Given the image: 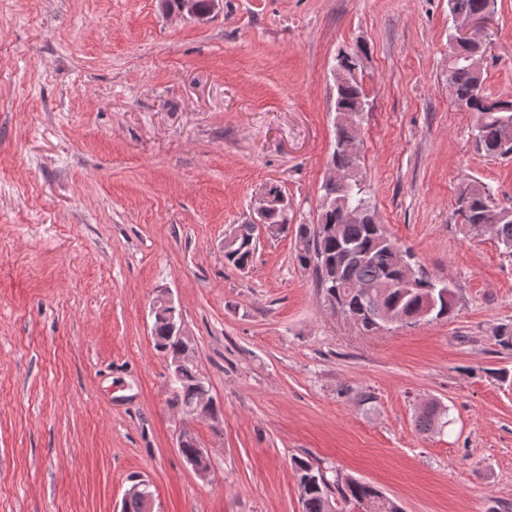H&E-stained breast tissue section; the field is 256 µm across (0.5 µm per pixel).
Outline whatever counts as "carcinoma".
<instances>
[{"label":"carcinoma","instance_id":"obj_1","mask_svg":"<svg viewBox=\"0 0 512 512\" xmlns=\"http://www.w3.org/2000/svg\"><path fill=\"white\" fill-rule=\"evenodd\" d=\"M451 15L494 13L495 0H448ZM448 88L455 106L472 116L476 150L490 160L512 156V101L496 98L485 88L483 72L470 67L468 56L484 54L488 45H464L449 33ZM354 53L336 56V114L359 120L366 94L358 78ZM335 141L329 166L344 174L343 182L324 180L318 222L288 224V199L282 188L272 184L269 193L278 203L264 216L263 223L277 224L280 233L295 229V261L315 276L324 298L348 312L364 333L375 330L382 312L400 320H412L428 312L427 321L449 319L455 314V291L414 264V275L406 279L400 254L404 251L376 218L375 207L359 183L365 176L360 151H351L356 128L347 121H335ZM454 211L462 224L480 235H488L512 256V208L495 203L489 189L478 181L463 186ZM234 241L224 246V262L238 270L252 262L256 248L255 224L236 226ZM153 339L160 351L172 357L182 349L166 321L153 322ZM211 399L207 380L197 364L184 367L174 386V403L187 412ZM294 469L303 488L302 512H345L347 505L370 504L368 512H402L400 505L373 485L354 478L331 481L310 460L298 458Z\"/></svg>","mask_w":512,"mask_h":512}]
</instances>
